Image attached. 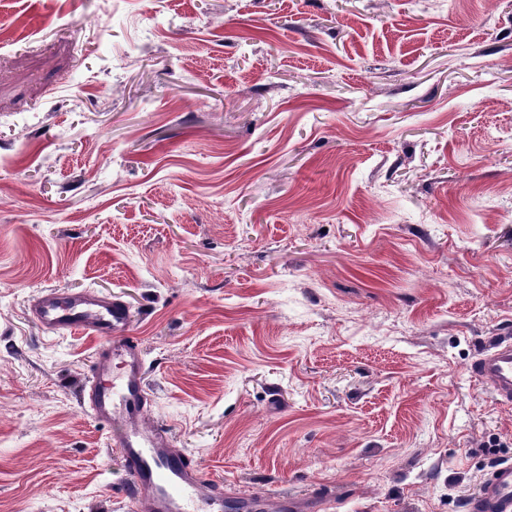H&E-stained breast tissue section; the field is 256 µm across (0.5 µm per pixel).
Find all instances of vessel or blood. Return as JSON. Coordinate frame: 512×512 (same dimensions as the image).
Masks as SVG:
<instances>
[{"label":"vessel or blood","instance_id":"vessel-or-blood-1","mask_svg":"<svg viewBox=\"0 0 512 512\" xmlns=\"http://www.w3.org/2000/svg\"><path fill=\"white\" fill-rule=\"evenodd\" d=\"M36 320L56 333H83L100 346L83 390L97 420L112 427V441L128 478L126 494L140 512H224V483L181 450L167 429L151 420L144 363L137 337L127 329L122 301L92 291H46L34 307ZM498 404L512 405V333L492 337L470 367ZM465 512H512V461L495 464Z\"/></svg>","mask_w":512,"mask_h":512}]
</instances>
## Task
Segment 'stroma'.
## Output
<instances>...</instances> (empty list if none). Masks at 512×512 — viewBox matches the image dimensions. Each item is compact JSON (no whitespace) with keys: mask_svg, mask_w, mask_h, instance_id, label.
I'll return each mask as SVG.
<instances>
[{"mask_svg":"<svg viewBox=\"0 0 512 512\" xmlns=\"http://www.w3.org/2000/svg\"><path fill=\"white\" fill-rule=\"evenodd\" d=\"M123 301L224 495L464 512L512 460V0H0V512H132L84 409ZM508 328L497 333L477 354L470 372L481 380L500 405H512V337Z\"/></svg>","mask_w":512,"mask_h":512,"instance_id":"obj_1","label":"stroma"}]
</instances>
